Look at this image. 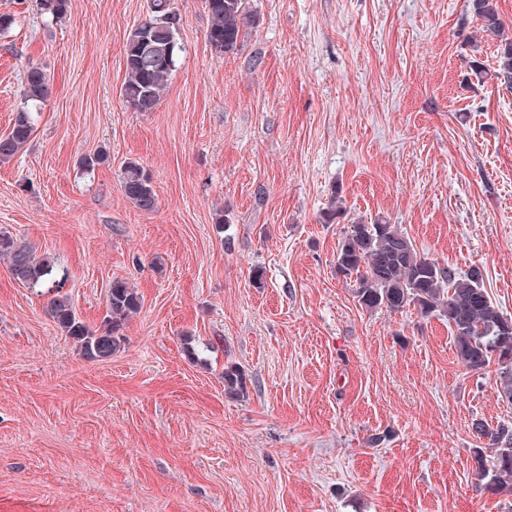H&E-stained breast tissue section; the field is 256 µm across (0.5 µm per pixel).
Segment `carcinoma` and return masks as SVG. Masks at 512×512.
I'll return each mask as SVG.
<instances>
[{
	"label": "carcinoma",
	"mask_w": 512,
	"mask_h": 512,
	"mask_svg": "<svg viewBox=\"0 0 512 512\" xmlns=\"http://www.w3.org/2000/svg\"><path fill=\"white\" fill-rule=\"evenodd\" d=\"M172 0H149L146 17L134 28L124 46L126 77L120 89L123 101L139 112H151L160 102L176 68L180 46L177 32L164 17L174 11ZM211 17L206 40L217 55L234 54L243 45V29L252 22L247 0H205ZM472 10L480 30L499 40L495 66L480 59L470 61L473 75L480 81L491 79L512 90V38L502 36L504 25L496 0H472ZM50 93L46 70L30 63L24 72L26 106L18 109L11 129L0 136V162H6L27 145L34 129L33 108ZM123 194L139 210L150 213L157 207L151 176L137 161L125 164L121 173ZM0 258L8 263L12 278L30 288H43L52 278V266L35 257L33 250L0 232ZM336 271L353 281V297L368 311L386 309L401 312L414 307L423 317H443L448 321L458 360L471 371L498 365L499 394L512 403V317L494 305L481 270L466 273L441 265L416 249L412 240L396 224L378 220L357 223L339 245ZM141 309L139 294L123 280L112 281L103 324L93 328L75 312L67 295L55 289L47 311L60 330L74 342L88 361L112 357L121 347L128 319ZM224 394L231 399L248 396L247 375L241 367L224 365ZM478 438L488 439L490 455L474 450L478 477L494 493L512 494V426L494 429L481 421L472 423Z\"/></svg>",
	"instance_id": "carcinoma-1"
}]
</instances>
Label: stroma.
Returning a JSON list of instances; mask_svg holds the SVG:
<instances>
[{
  "label": "stroma",
  "mask_w": 512,
  "mask_h": 512,
  "mask_svg": "<svg viewBox=\"0 0 512 512\" xmlns=\"http://www.w3.org/2000/svg\"><path fill=\"white\" fill-rule=\"evenodd\" d=\"M148 5L70 0L55 19L0 0L19 17L0 34V135L29 62L52 84L0 163V232L91 326L114 280L142 301L91 362L50 292L0 261V512H512L475 472L472 422H512L495 368L458 363L445 319L362 309L336 272L350 224L382 219L481 267L512 316V92L469 69L495 37L467 0H249L256 22L224 56L205 0H173L177 68L137 112L123 48ZM131 160L153 212L122 192ZM228 363L244 400L224 395ZM121 188L123 194L139 210L150 213L157 207V195L151 176L136 161H128L122 169ZM224 394L231 399H244L248 396L247 375L234 364L224 366Z\"/></svg>",
  "instance_id": "obj_1"
}]
</instances>
